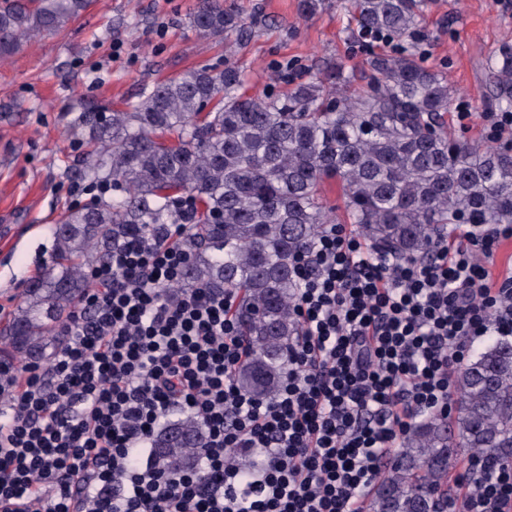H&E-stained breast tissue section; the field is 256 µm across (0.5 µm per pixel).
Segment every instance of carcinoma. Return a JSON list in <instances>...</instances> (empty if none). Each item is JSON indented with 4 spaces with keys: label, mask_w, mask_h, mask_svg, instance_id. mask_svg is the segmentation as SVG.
I'll use <instances>...</instances> for the list:
<instances>
[{
    "label": "carcinoma",
    "mask_w": 512,
    "mask_h": 512,
    "mask_svg": "<svg viewBox=\"0 0 512 512\" xmlns=\"http://www.w3.org/2000/svg\"><path fill=\"white\" fill-rule=\"evenodd\" d=\"M360 38L395 42L367 51L364 74L337 65L263 97L227 64L186 71L144 89L102 116L81 104L76 123L93 146L84 177L117 194L66 210L52 227L54 261L24 289L0 332L12 367L48 363L59 328L92 287L85 268L108 258L137 225L178 224L181 203L192 258L182 288L234 290L253 352L236 380L248 394L278 392L289 344L300 333L291 303L294 256L325 224H357L373 247L425 260L451 224H512V151L448 135L451 99L443 74L420 61L426 0H348ZM87 0H0V57L33 37L65 30ZM189 27L199 38H235L249 25L222 0H198ZM495 104L512 109V50L490 66ZM336 182L331 208L323 185ZM456 415L431 412L405 436L377 485L371 512H435L437 490L459 448L512 459V340L485 339L457 373ZM193 416L167 421L151 439L155 462L181 468L202 446Z\"/></svg>",
    "instance_id": "carcinoma-1"
}]
</instances>
